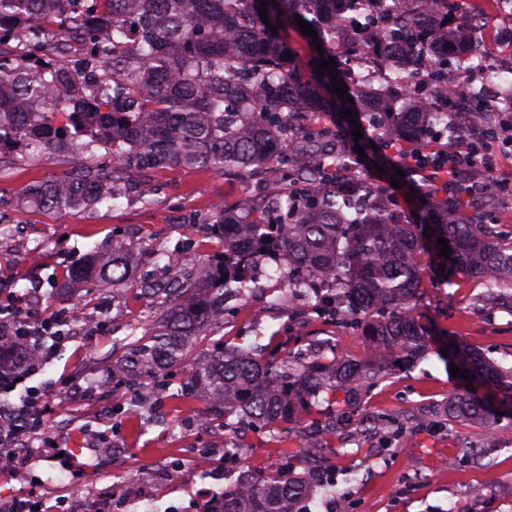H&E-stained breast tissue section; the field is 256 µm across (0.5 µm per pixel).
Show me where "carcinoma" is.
I'll return each mask as SVG.
<instances>
[{
    "label": "carcinoma",
    "mask_w": 512,
    "mask_h": 512,
    "mask_svg": "<svg viewBox=\"0 0 512 512\" xmlns=\"http://www.w3.org/2000/svg\"><path fill=\"white\" fill-rule=\"evenodd\" d=\"M456 0H275L272 25L300 16L316 30L321 48L336 58V44L361 46L352 60L378 78L352 83L363 118L385 135L406 140L452 128L448 113L430 112L447 89L460 94L468 76L460 62L480 52L466 34L467 16ZM260 0H0V33L16 41L0 53V163L18 153L48 161L65 149L112 154L109 169L86 165L75 176L28 187L17 201L41 208H91L132 189L120 166L141 170L172 166L232 169L257 176L274 169L295 193L252 205L241 216L216 215L224 253L184 273L157 303L141 337L117 338L112 394L185 363L212 330L224 325L229 303L240 304L276 283L274 305L291 315L309 306L361 333L363 358L336 355L332 339L310 350L270 351L261 329L248 345L220 339L196 354L180 395L223 419L224 433L246 426L269 434L285 424L314 437L336 432L364 394L430 352L416 315L424 260L448 240L442 266L483 281L485 302L512 288V228L467 217L457 207L432 224L406 222L391 201L352 173L337 149L336 132L301 125L297 117L323 112L329 102L317 85L325 72L306 78L287 59L288 47L262 21ZM59 29L84 51L90 77L62 64L34 60L28 52ZM350 173L352 189L336 193V171ZM136 247L114 238L107 252L92 251L72 269L76 283L110 282L124 290L155 294L150 281L132 278ZM443 361L460 355L469 372L499 388L512 407V366L466 349L455 340ZM32 348L0 340V370L31 362ZM339 405L335 422H322L319 397ZM442 414L456 423L484 421L487 401L452 393ZM333 465L288 453L266 475L242 470L200 512H308L309 500L333 488Z\"/></svg>",
    "instance_id": "obj_1"
}]
</instances>
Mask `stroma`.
Wrapping results in <instances>:
<instances>
[{"instance_id":"35a3bbf8","label":"stroma","mask_w":512,"mask_h":512,"mask_svg":"<svg viewBox=\"0 0 512 512\" xmlns=\"http://www.w3.org/2000/svg\"><path fill=\"white\" fill-rule=\"evenodd\" d=\"M89 163L108 167L112 157L101 149L92 154L70 150L46 162L19 158L0 164V195L14 200L0 211V287L28 294L35 314L79 307L86 317L85 323H68V341L40 361L32 375L1 391L0 399L17 406L30 392L40 393L46 406L44 432L32 445L44 451L53 443L66 451L55 461L61 472L52 496L67 495L81 481L116 493L137 479L154 486L150 507L170 512L173 505L196 497L203 482L189 466L178 483L155 480V459L209 448L213 473L223 474L224 455L215 449L224 438L223 422L211 416L205 428L187 427L192 410L176 396L186 376L181 366L142 380L125 400L114 401L107 392L112 341L132 328H148L154 304L131 292L113 297L108 285L73 283L68 272L91 249L119 236L138 246L135 277L167 279L158 254L179 251L183 267L190 268L223 252V241L206 232L214 206L240 212L265 188L233 173L173 166L144 174L131 168L127 177L134 189L113 204L46 210L17 202V194L30 185L78 172ZM439 264V255L431 254L418 299L434 345L452 337L494 359L512 351V313L479 309L484 286L477 278L460 274L452 284L440 283ZM258 321L293 348L332 336L338 354L361 357L366 352L357 331L321 321L307 308L288 319L273 311L259 315L246 303L226 317L220 334L231 342H248ZM67 375L78 377L79 387L61 389L60 379ZM457 385L444 362L430 353L365 396L363 414L394 418L412 433L394 441L387 429L377 428L352 441L346 430H338L322 454L335 460L337 473L355 471L357 480L350 486L338 483L335 494H316L310 512H330L339 495L348 497L353 512H512V410L486 424L444 421L439 411ZM490 434L496 446L488 451V463L455 462L462 444H482ZM94 436L107 437L121 449L117 462L83 480L63 471L64 462L75 460L76 449L88 447ZM307 444L296 428L284 427L273 436L246 428L237 465L264 474L284 453L305 450Z\"/></svg>"}]
</instances>
